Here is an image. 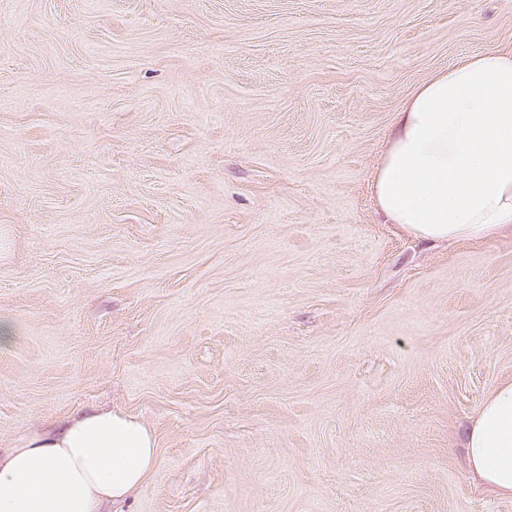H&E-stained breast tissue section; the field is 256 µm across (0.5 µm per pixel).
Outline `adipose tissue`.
Wrapping results in <instances>:
<instances>
[{"label":"adipose tissue","mask_w":512,"mask_h":512,"mask_svg":"<svg viewBox=\"0 0 512 512\" xmlns=\"http://www.w3.org/2000/svg\"><path fill=\"white\" fill-rule=\"evenodd\" d=\"M370 187L384 223L416 238L512 232V51L462 58L417 86ZM462 445L477 479L512 496V382L485 398ZM158 462L148 426L90 408L0 448V512H102L128 500Z\"/></svg>","instance_id":"1"}]
</instances>
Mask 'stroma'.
<instances>
[{
    "mask_svg": "<svg viewBox=\"0 0 512 512\" xmlns=\"http://www.w3.org/2000/svg\"><path fill=\"white\" fill-rule=\"evenodd\" d=\"M512 0H0V448L153 430L121 512H512L461 435L512 382V235L430 243L370 178Z\"/></svg>",
    "mask_w": 512,
    "mask_h": 512,
    "instance_id": "stroma-1",
    "label": "stroma"
}]
</instances>
